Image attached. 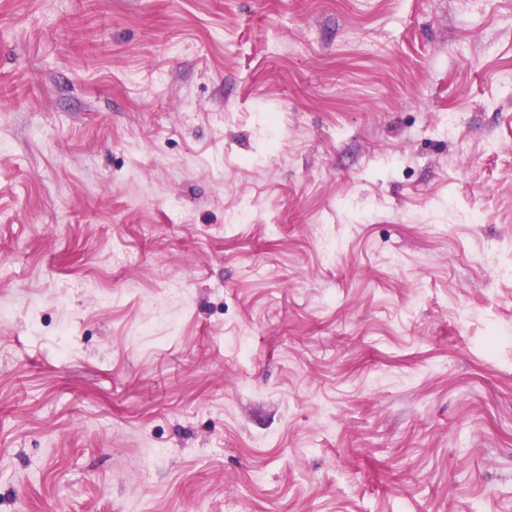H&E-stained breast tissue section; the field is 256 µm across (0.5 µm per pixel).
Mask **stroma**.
Wrapping results in <instances>:
<instances>
[{
  "label": "stroma",
  "instance_id": "1",
  "mask_svg": "<svg viewBox=\"0 0 512 512\" xmlns=\"http://www.w3.org/2000/svg\"><path fill=\"white\" fill-rule=\"evenodd\" d=\"M1 140L0 512H512V0H0Z\"/></svg>",
  "mask_w": 512,
  "mask_h": 512
}]
</instances>
